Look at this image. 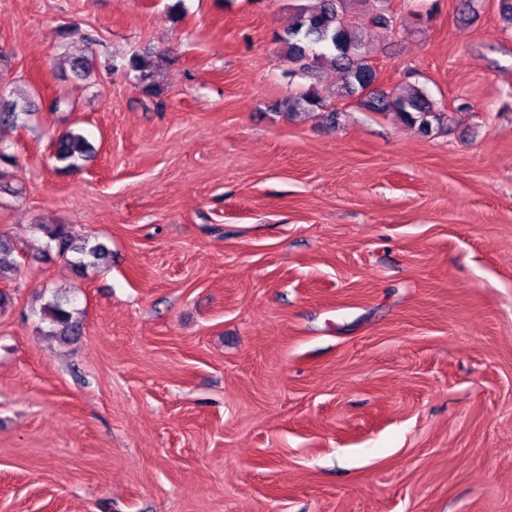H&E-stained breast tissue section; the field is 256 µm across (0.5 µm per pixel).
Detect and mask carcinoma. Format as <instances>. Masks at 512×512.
I'll use <instances>...</instances> for the list:
<instances>
[{"label":"carcinoma","instance_id":"cac0c4a2","mask_svg":"<svg viewBox=\"0 0 512 512\" xmlns=\"http://www.w3.org/2000/svg\"><path fill=\"white\" fill-rule=\"evenodd\" d=\"M346 0H318L313 6H301L294 22L279 36L288 64L287 75L311 74L324 62L331 63L341 74V82L332 92L324 95L311 88L290 97L281 106L293 113L313 111L330 105L329 99L360 97V106L370 112H392L403 123L414 126L424 135L443 128L446 120L436 104L419 87L405 84L394 89L371 88L376 73L373 69L361 29L347 18ZM125 67L136 73L138 88L147 96H157L160 88L153 79L149 60L140 55L131 56ZM27 115V105L14 102L0 108V128L16 127ZM55 158L65 168H76L79 162L90 158L93 147L88 139L74 129H67L53 142ZM0 192H15L8 178L9 166H16L13 155L0 146ZM34 231L43 234L54 246L58 256L77 267H95L109 256L108 247L89 238L78 239L66 224H36ZM22 254L14 244L0 234V278L7 271L22 265ZM42 320L49 324L54 336L75 333L80 322L74 317L73 299L66 294L54 293L42 307Z\"/></svg>","mask_w":512,"mask_h":512}]
</instances>
